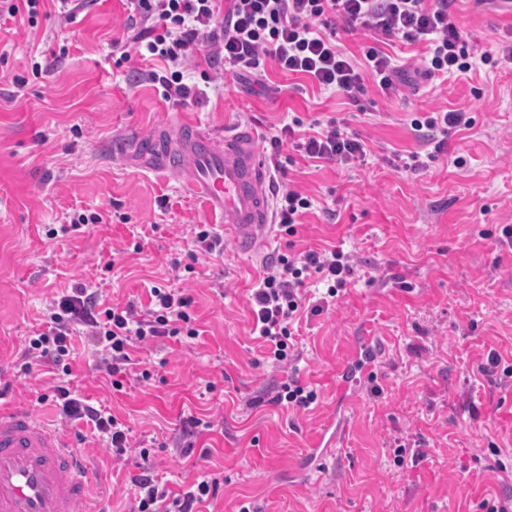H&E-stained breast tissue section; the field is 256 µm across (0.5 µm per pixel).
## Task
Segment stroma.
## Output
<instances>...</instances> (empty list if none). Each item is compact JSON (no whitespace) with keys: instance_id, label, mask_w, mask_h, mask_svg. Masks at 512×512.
<instances>
[{"instance_id":"35a3bbf8","label":"stroma","mask_w":512,"mask_h":512,"mask_svg":"<svg viewBox=\"0 0 512 512\" xmlns=\"http://www.w3.org/2000/svg\"><path fill=\"white\" fill-rule=\"evenodd\" d=\"M453 9L476 48L512 38L497 23L512 0H455ZM126 23L121 0H86L63 28L51 17L0 26V402L66 434L90 466L91 512H126L143 448L156 475L180 489L218 479L210 512L245 500L262 512H485L484 501L512 498V380L479 370L493 352L512 365V237L502 233L512 226V69L481 65L436 82L417 75L389 95L369 77L359 110L268 60V90L216 74L206 98L175 106L129 83L138 56L116 65L110 44ZM53 50L61 56L49 74L32 78L31 57ZM18 75L25 85L14 84ZM458 107L472 125L449 130L442 150L412 134L413 117ZM181 115L219 137L251 128L261 143L294 117L335 121L371 150L348 166L282 152L291 188L314 207L294 238L275 236L269 259L336 246L357 264L335 306L300 321L292 338L297 377L317 393L309 408L275 402L284 373L251 333L263 263L228 242L193 270L172 265L192 249L193 226L219 219L178 175L135 168L124 141ZM413 153L424 167L400 170ZM78 211L103 221L46 238L45 225ZM78 282L100 287L110 304L146 300L155 285L186 290L201 331L190 343L140 346L135 356L153 376L123 378L118 390L99 352L75 340L72 385L128 428L121 461L97 434L78 441L48 399L54 375L20 358L45 306ZM365 336L377 340L373 376L339 397L338 373ZM371 384L382 397L368 395ZM339 412L347 430L334 478L298 476ZM192 416L211 431L184 435Z\"/></svg>"}]
</instances>
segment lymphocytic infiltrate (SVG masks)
<instances>
[{"instance_id": "f902f5d3", "label": "lymphocytic infiltrate", "mask_w": 512, "mask_h": 512, "mask_svg": "<svg viewBox=\"0 0 512 512\" xmlns=\"http://www.w3.org/2000/svg\"><path fill=\"white\" fill-rule=\"evenodd\" d=\"M129 16L125 39L113 40L120 61L131 52L145 60L159 61V68L137 70V83L160 85L166 101L183 105L200 100L203 91L185 81L190 58H198L207 70H224L236 76L263 77V60L274 62L288 75H299L320 90L340 93L359 103L366 76H373L382 90L393 89L400 75L391 57L370 47L364 61L344 53L336 42L338 28L358 27L375 38L398 37L424 43L421 59L428 79L457 77L478 64L512 65V42L498 44L481 56L470 53L448 0H126ZM300 119L285 124L269 139L272 180L286 177L281 159L284 144L303 156L347 165L365 160L364 142L340 127L317 135L296 137ZM313 200L294 189L276 192L273 219L279 231L295 236ZM356 274L351 256L340 248L309 249L282 254L269 262L251 295L252 333L262 339L270 359L284 364L293 360L289 339L299 317L316 315L336 299ZM320 284V293L309 296L308 280ZM145 308L134 302L107 305L97 288L75 284L70 293L53 299L42 327L30 336L22 352L25 360L49 366L58 376L55 401L61 416L90 426L102 437L113 456L128 451L123 423L105 407L94 404L71 389L72 340L85 336L101 348V367L109 376L129 374L147 380L148 368L139 367L131 352L137 346L161 338L188 341L199 331L191 311L193 299L183 291L151 287ZM140 474L131 477L134 498L128 512H201L202 504L217 494L216 479L195 481L177 493L154 475L149 449H141Z\"/></svg>"}]
</instances>
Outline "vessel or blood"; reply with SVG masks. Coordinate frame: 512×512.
Returning a JSON list of instances; mask_svg holds the SVG:
<instances>
[{
  "label": "vessel or blood",
  "mask_w": 512,
  "mask_h": 512,
  "mask_svg": "<svg viewBox=\"0 0 512 512\" xmlns=\"http://www.w3.org/2000/svg\"><path fill=\"white\" fill-rule=\"evenodd\" d=\"M129 156L143 170L179 175L186 192L220 213L224 235L238 253L263 258L276 232L269 172L251 129L217 138L184 118L135 141ZM374 348L373 338L365 337L359 366L342 373V386L369 374ZM344 434V421L329 422L319 446L307 455L306 475H328L327 461ZM88 490L82 462L60 431L40 423L28 409L0 407V512H75Z\"/></svg>",
  "instance_id": "vessel-or-blood-1"
}]
</instances>
